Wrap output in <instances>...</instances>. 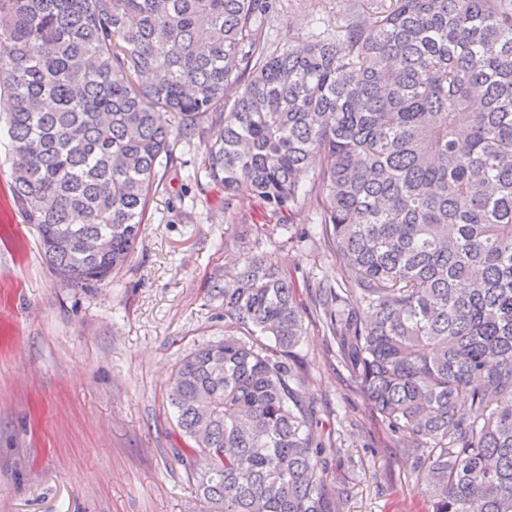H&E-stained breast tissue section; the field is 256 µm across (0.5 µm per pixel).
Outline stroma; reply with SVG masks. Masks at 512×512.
<instances>
[{
    "mask_svg": "<svg viewBox=\"0 0 512 512\" xmlns=\"http://www.w3.org/2000/svg\"><path fill=\"white\" fill-rule=\"evenodd\" d=\"M349 0H277L262 34L278 48L345 24ZM0 112V512H205L182 463L168 394L181 360L223 339L215 284L265 257L297 285L296 356L313 432L326 444L336 512H428L410 449L356 392L327 336L319 289H343L340 261L299 206L288 228L256 202L226 206L194 176L204 145L177 144L160 169L126 264L87 288L62 284L10 189Z\"/></svg>",
    "mask_w": 512,
    "mask_h": 512,
    "instance_id": "obj_1",
    "label": "stroma"
}]
</instances>
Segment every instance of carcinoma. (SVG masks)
<instances>
[{"label":"carcinoma","mask_w":512,"mask_h":512,"mask_svg":"<svg viewBox=\"0 0 512 512\" xmlns=\"http://www.w3.org/2000/svg\"><path fill=\"white\" fill-rule=\"evenodd\" d=\"M272 0H0L15 202L65 284L135 248L159 169L205 143L228 203H309L355 305L319 310L366 403L413 448L431 512H512V0H353L275 51ZM243 88L231 105L224 92ZM174 123H168L166 115ZM296 285L261 258L169 393L212 512H334L293 364ZM467 397L462 412L458 401Z\"/></svg>","instance_id":"obj_1"}]
</instances>
